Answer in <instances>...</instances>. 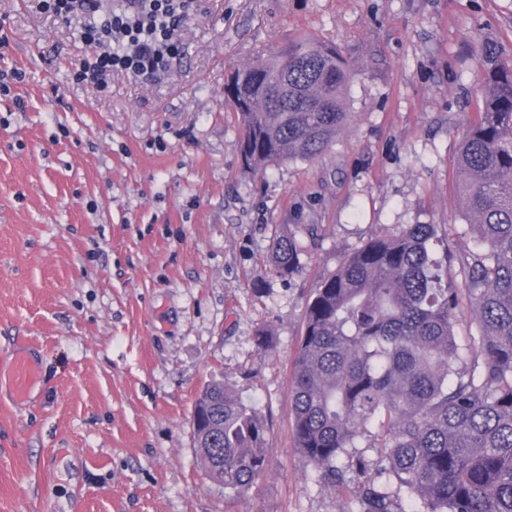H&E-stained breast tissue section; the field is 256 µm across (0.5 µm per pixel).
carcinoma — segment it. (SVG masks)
I'll return each mask as SVG.
<instances>
[{"instance_id":"1","label":"carcinoma","mask_w":512,"mask_h":512,"mask_svg":"<svg viewBox=\"0 0 512 512\" xmlns=\"http://www.w3.org/2000/svg\"><path fill=\"white\" fill-rule=\"evenodd\" d=\"M482 107L457 155L473 250L448 251L440 224L370 235L314 289L294 365L295 447L336 489L362 484L359 512H512V56L478 45ZM353 66L332 45L294 40L237 68L224 93L251 170L327 152L350 124ZM272 271L299 272L274 236ZM472 306L478 337L457 336ZM194 413L208 477L235 494L269 466L267 421L222 382ZM372 457L353 452L360 441Z\"/></svg>"}]
</instances>
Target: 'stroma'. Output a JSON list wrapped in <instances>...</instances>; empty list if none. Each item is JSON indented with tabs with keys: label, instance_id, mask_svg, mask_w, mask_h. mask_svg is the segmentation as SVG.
I'll list each match as a JSON object with an SVG mask.
<instances>
[{
	"label": "stroma",
	"instance_id": "stroma-1",
	"mask_svg": "<svg viewBox=\"0 0 512 512\" xmlns=\"http://www.w3.org/2000/svg\"><path fill=\"white\" fill-rule=\"evenodd\" d=\"M154 79L73 74L79 20L0 0V372L35 356L24 402L0 388V512H354L294 445L290 389L318 280L373 233L444 224L473 248L456 155L481 104L477 41L512 54V0H197ZM308 38L357 68L350 126L319 159L242 163L228 73ZM302 272L276 277L275 233ZM272 332L258 347L260 327ZM221 381L268 422L247 495L194 445Z\"/></svg>",
	"mask_w": 512,
	"mask_h": 512
}]
</instances>
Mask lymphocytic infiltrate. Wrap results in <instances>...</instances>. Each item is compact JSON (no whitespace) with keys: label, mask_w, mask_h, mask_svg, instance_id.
Instances as JSON below:
<instances>
[{"label":"lymphocytic infiltrate","mask_w":512,"mask_h":512,"mask_svg":"<svg viewBox=\"0 0 512 512\" xmlns=\"http://www.w3.org/2000/svg\"><path fill=\"white\" fill-rule=\"evenodd\" d=\"M192 0H117L100 14L98 0H43V9L60 18L81 14V37L100 49L74 73L78 82L101 83L107 77L152 78L164 72L178 52L174 34Z\"/></svg>","instance_id":"lymphocytic-infiltrate-1"}]
</instances>
